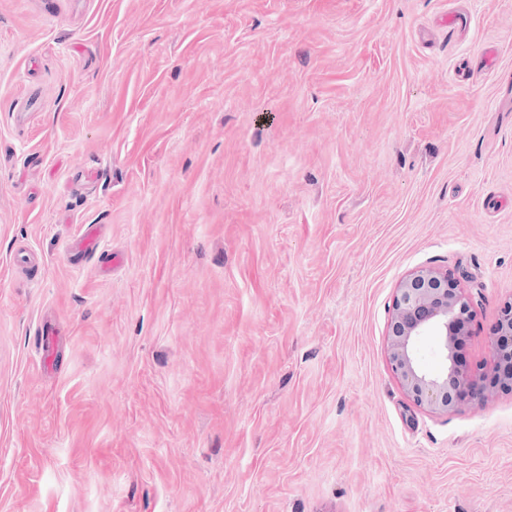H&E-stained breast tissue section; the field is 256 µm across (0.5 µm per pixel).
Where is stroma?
I'll return each instance as SVG.
<instances>
[{
	"instance_id": "obj_1",
	"label": "stroma",
	"mask_w": 512,
	"mask_h": 512,
	"mask_svg": "<svg viewBox=\"0 0 512 512\" xmlns=\"http://www.w3.org/2000/svg\"><path fill=\"white\" fill-rule=\"evenodd\" d=\"M421 266L491 364L512 0H0V512H512V393L387 361ZM101 241L97 224H86L79 236L68 243L67 249L71 256L83 259L94 255L99 250ZM38 334L41 336L40 363L43 367L52 368L55 362L53 353L57 344L55 329L44 323L38 328Z\"/></svg>"
}]
</instances>
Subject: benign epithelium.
<instances>
[{"label": "benign epithelium", "mask_w": 512, "mask_h": 512, "mask_svg": "<svg viewBox=\"0 0 512 512\" xmlns=\"http://www.w3.org/2000/svg\"><path fill=\"white\" fill-rule=\"evenodd\" d=\"M474 301L460 283L433 267H419L395 288L386 353L392 372L407 396L433 414L445 415L467 403H485L497 392H512V301H504L490 344V372L469 367L460 348L470 336ZM434 341L441 368L430 371L421 346Z\"/></svg>", "instance_id": "benign-epithelium-1"}]
</instances>
